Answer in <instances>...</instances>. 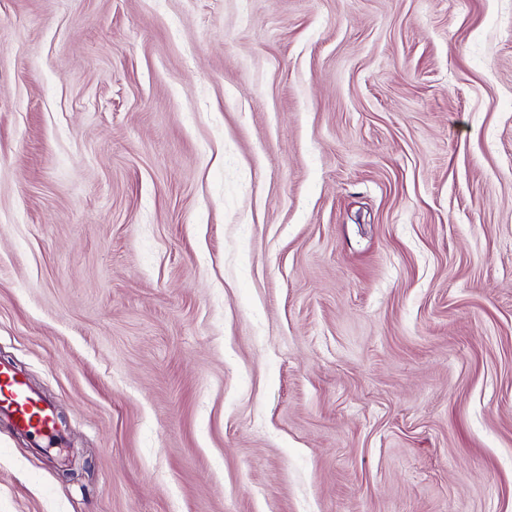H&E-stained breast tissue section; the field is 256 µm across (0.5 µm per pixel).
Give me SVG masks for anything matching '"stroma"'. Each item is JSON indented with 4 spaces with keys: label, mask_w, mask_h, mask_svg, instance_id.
<instances>
[{
    "label": "stroma",
    "mask_w": 512,
    "mask_h": 512,
    "mask_svg": "<svg viewBox=\"0 0 512 512\" xmlns=\"http://www.w3.org/2000/svg\"><path fill=\"white\" fill-rule=\"evenodd\" d=\"M0 512H512V0H0ZM1 414L39 447L46 442L51 446L58 438L59 427L51 405L33 393L10 366L0 364Z\"/></svg>",
    "instance_id": "obj_1"
}]
</instances>
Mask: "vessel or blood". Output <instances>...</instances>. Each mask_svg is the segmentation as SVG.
Returning <instances> with one entry per match:
<instances>
[{
	"instance_id": "vessel-or-blood-1",
	"label": "vessel or blood",
	"mask_w": 512,
	"mask_h": 512,
	"mask_svg": "<svg viewBox=\"0 0 512 512\" xmlns=\"http://www.w3.org/2000/svg\"><path fill=\"white\" fill-rule=\"evenodd\" d=\"M0 415L36 445L51 444L58 438L59 427L51 405L33 393L10 366L1 364Z\"/></svg>"
}]
</instances>
